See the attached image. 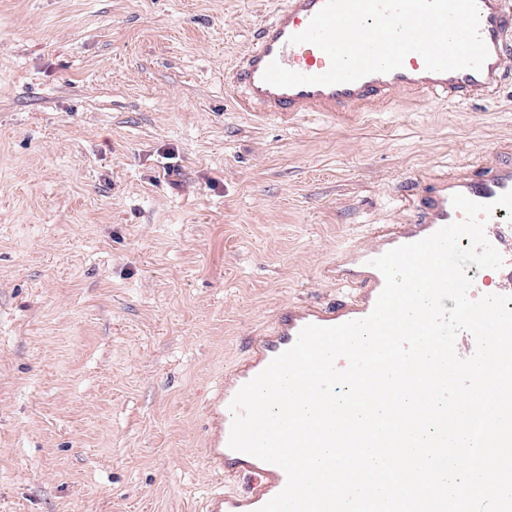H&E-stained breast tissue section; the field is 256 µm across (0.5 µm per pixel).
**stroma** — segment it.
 Segmentation results:
<instances>
[{"label": "stroma", "mask_w": 512, "mask_h": 512, "mask_svg": "<svg viewBox=\"0 0 512 512\" xmlns=\"http://www.w3.org/2000/svg\"><path fill=\"white\" fill-rule=\"evenodd\" d=\"M282 0H0V512H203V406L422 175L512 147L498 93L284 122L224 78Z\"/></svg>", "instance_id": "35a3bbf8"}]
</instances>
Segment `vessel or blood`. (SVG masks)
<instances>
[{
	"label": "vessel or blood",
	"mask_w": 512,
	"mask_h": 512,
	"mask_svg": "<svg viewBox=\"0 0 512 512\" xmlns=\"http://www.w3.org/2000/svg\"><path fill=\"white\" fill-rule=\"evenodd\" d=\"M324 4L325 0H285L273 17L261 24L253 46L246 51L228 83L229 88L243 90L246 107L288 120L301 112H350L387 102L398 92L471 101L490 97L504 79L505 58L512 51V0H477L480 34L489 51L478 71H430L422 57L412 53L401 68L372 73L352 83L282 88L265 82L264 71L274 61L304 75L328 70L330 60L319 47L291 41L293 35L307 28ZM508 191H512V157L477 176L462 166L452 174L430 179L414 201L409 221L377 226L369 244L347 248L342 260L325 269V278L353 289L352 298L328 307H291L278 313L271 327L253 341L248 354L225 370L207 405L205 456L220 485L206 497L204 512H258L286 484L281 467L232 450L228 445L233 419L229 405L239 389L289 349L305 326H335L369 315L384 287V277L372 266V259L424 239L459 220L461 214L452 205L453 195L459 193L479 203H494L485 234L504 259L497 272L499 291L512 295V223L507 220L511 213L496 203ZM242 474L255 480L249 492L224 490L225 482Z\"/></svg>",
	"instance_id": "vessel-or-blood-1"
}]
</instances>
